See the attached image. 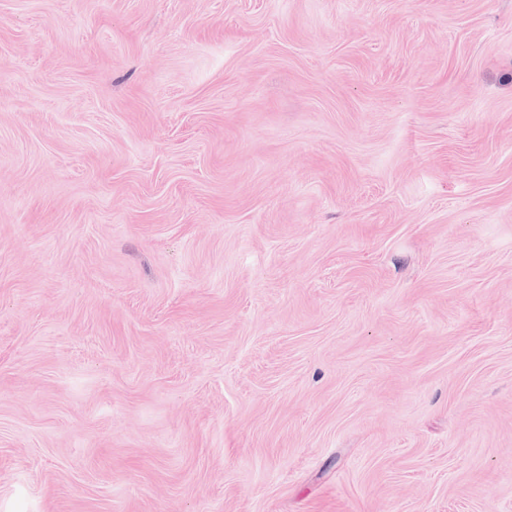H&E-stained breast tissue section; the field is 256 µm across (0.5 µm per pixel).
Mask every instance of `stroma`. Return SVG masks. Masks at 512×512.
<instances>
[{
  "label": "stroma",
  "instance_id": "obj_1",
  "mask_svg": "<svg viewBox=\"0 0 512 512\" xmlns=\"http://www.w3.org/2000/svg\"><path fill=\"white\" fill-rule=\"evenodd\" d=\"M0 512H512V0H0Z\"/></svg>",
  "mask_w": 512,
  "mask_h": 512
}]
</instances>
